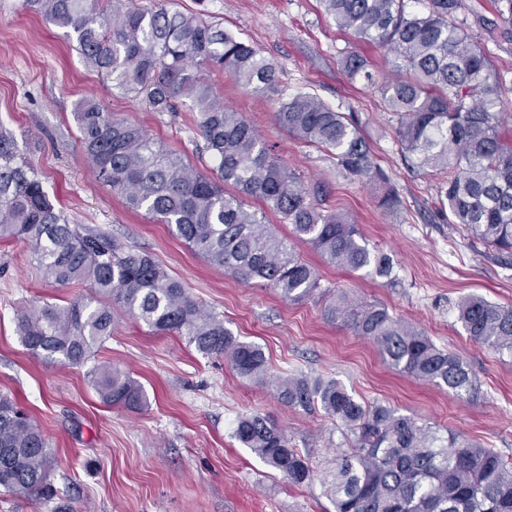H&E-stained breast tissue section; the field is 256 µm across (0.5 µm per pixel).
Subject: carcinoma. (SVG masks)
Instances as JSON below:
<instances>
[{
	"label": "carcinoma",
	"instance_id": "1",
	"mask_svg": "<svg viewBox=\"0 0 512 512\" xmlns=\"http://www.w3.org/2000/svg\"><path fill=\"white\" fill-rule=\"evenodd\" d=\"M420 4L413 10L409 4ZM336 26L388 50L387 71L353 51L342 60L350 80L378 86L397 117L401 149L420 169L443 172L440 209L501 255L512 257V139L500 132L501 98L489 83L493 65L483 48L454 23L458 0H323ZM26 10L73 31L84 63L136 97L152 112L187 106L218 160L208 175L179 153L99 103H80L75 119L96 178L132 211L166 224L172 234L217 268L243 282H264L290 303L313 298L316 271L249 208L256 199L291 225L330 267L392 273L357 225L324 207L318 183H304L263 142L242 113L224 106L206 80L212 69L263 97L281 95L275 65L217 24L164 4L145 10L101 7L99 0H23ZM276 124L303 143L336 156L346 174L384 186L353 118L320 97L298 92L279 101ZM22 242L43 278L64 286L85 283L92 296L46 304L16 315L23 346L47 364L81 366L112 336L118 308L157 334L176 333L205 355L225 356L235 373L265 381L269 368L258 345L241 341L224 319L192 298L152 256L126 249L105 234L69 223L43 189L40 172L0 126V242ZM326 321L372 341L388 364L410 377L444 385L457 395L474 389L463 359L438 348L416 326L380 304L338 290L324 307ZM458 321L476 343L512 356V306L477 295L458 302ZM106 404L138 409L143 386L107 366L91 371ZM277 399L304 410L321 408L354 436L324 478L335 512H512V463L492 448L427 425L381 403L359 401L333 378L302 375L274 380ZM234 437L288 483L312 477L310 457L259 413L239 418ZM53 451L13 398L0 394V489L38 493L47 486Z\"/></svg>",
	"mask_w": 512,
	"mask_h": 512
}]
</instances>
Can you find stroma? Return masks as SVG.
I'll use <instances>...</instances> for the list:
<instances>
[{
    "instance_id": "1",
    "label": "stroma",
    "mask_w": 512,
    "mask_h": 512,
    "mask_svg": "<svg viewBox=\"0 0 512 512\" xmlns=\"http://www.w3.org/2000/svg\"><path fill=\"white\" fill-rule=\"evenodd\" d=\"M459 3L455 22L491 60L512 136V25L501 24L496 0ZM171 7L259 49L276 65L283 95L314 93L358 119L401 200L396 210L379 208L375 186L347 175L333 156L282 131L274 120L277 101L246 92L224 72L207 74L225 105L243 112L281 161L305 183L325 185L329 207L355 221L372 251L392 258V275L383 278L370 268L324 266L309 244L296 242L297 252L317 268L321 287L384 304L440 349L460 355L474 374L475 394L459 396L393 371L368 340L327 322L321 300L294 304L269 286L241 282L209 265L168 225L128 210L83 154L78 104L95 98L104 112L141 125L185 163L209 173L216 161L191 113L152 112L108 88L65 30L25 10L22 0H0V125L15 134L50 198L71 223L164 265L194 299L222 315L235 336L263 349L271 375L337 379L358 400L386 404L512 457V357L474 343L455 308L468 294L512 304V263L463 226L444 222L436 211L438 176L404 155L396 120L378 89L350 80L342 68L343 56L358 50L385 71L387 52L340 31L322 0H172ZM89 293L83 284L44 280L23 244L0 243V393L13 397L49 441L56 492L50 502L0 494V512H52L57 506L68 512H333L322 479L350 448L349 436L322 409L288 407L272 383L238 377L225 357L201 354L180 336L153 334L123 313L88 364H46L23 347L15 330L18 311ZM97 365L137 380L147 406L103 404L90 376ZM251 412L269 416L292 447L310 453L313 482L289 485L234 438L239 417Z\"/></svg>"
}]
</instances>
